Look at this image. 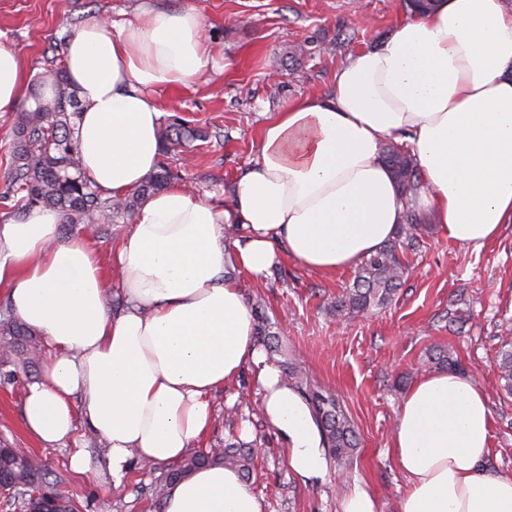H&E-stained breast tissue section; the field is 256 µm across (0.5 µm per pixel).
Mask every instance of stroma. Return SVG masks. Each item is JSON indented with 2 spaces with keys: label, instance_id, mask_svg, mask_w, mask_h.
<instances>
[{
  "label": "stroma",
  "instance_id": "1",
  "mask_svg": "<svg viewBox=\"0 0 512 512\" xmlns=\"http://www.w3.org/2000/svg\"><path fill=\"white\" fill-rule=\"evenodd\" d=\"M188 6L201 15L221 71L159 94L163 116L179 117L206 135L165 161L175 182L221 207L232 199L234 180L254 168L265 124L299 98L331 95L337 70L386 39L408 12L406 0H0V42L20 51L33 77L63 59L69 36L90 18L121 22L142 7ZM298 44L306 49L299 58L292 54ZM424 222V244L408 256L405 285L390 306L365 316L339 320L329 311L352 283L351 269L324 275L284 255L262 279L237 274L246 302L264 300L279 324L285 358L339 397L361 441L348 469L334 466L324 483L302 484L262 414L250 374L226 383L212 396L213 420L196 446L230 438L255 444L249 485L265 512H339L341 496L356 484L374 494L379 512H400L407 484L391 442L404 393L394 383L401 376L416 382L419 364L435 346L452 347L463 376L488 395V467L512 473V394L503 390L495 365L503 338L512 337V224L473 249L443 238L432 217ZM24 390L21 383L0 386V438L45 460L80 512H157L144 490L159 482L165 465H134L123 484L113 486L106 449L93 447L91 430L81 425L75 437L90 467L74 471L69 458L75 446L47 448L26 431Z\"/></svg>",
  "mask_w": 512,
  "mask_h": 512
}]
</instances>
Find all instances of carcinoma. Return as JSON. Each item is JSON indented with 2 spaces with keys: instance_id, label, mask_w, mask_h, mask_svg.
<instances>
[{
  "instance_id": "1",
  "label": "carcinoma",
  "mask_w": 512,
  "mask_h": 512,
  "mask_svg": "<svg viewBox=\"0 0 512 512\" xmlns=\"http://www.w3.org/2000/svg\"><path fill=\"white\" fill-rule=\"evenodd\" d=\"M33 103L15 113L12 126L13 149L10 180L3 202L17 209L49 207L57 210L65 224H112L132 220L144 198L161 191L173 178L167 165L160 164L140 187L119 197L101 193L84 178L75 129L79 107L67 94L66 71L57 66L39 77ZM160 150L167 155L202 134L185 124L165 121L159 126ZM382 158L405 198L422 189L417 164L403 147L391 141L384 145ZM425 225L412 208L404 213L395 237L374 254L364 258L352 284L331 302L329 309L338 318H350L382 309L391 304L405 283L409 267L404 261L409 252L421 247ZM255 337L271 356L282 353L275 324L270 322L264 305H252ZM40 342L35 334L6 309L0 310V379L5 384L18 382V374L37 370ZM426 365L460 369L452 354L442 348L432 350ZM284 381L301 393L320 425L329 455L336 465H348L357 452L359 440L354 423L339 398L313 382L292 361L282 362ZM497 368L504 389L512 393V340L501 344ZM257 455L245 443L226 444L222 448L193 451L171 465L165 476L147 490L151 499L163 501L168 485L189 472L214 463L236 468L250 475ZM0 477L8 482L10 492L0 507L6 512H79V506L61 488V481L49 478L46 465L38 458L21 455L10 444L0 441Z\"/></svg>"
}]
</instances>
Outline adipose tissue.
<instances>
[{"mask_svg": "<svg viewBox=\"0 0 512 512\" xmlns=\"http://www.w3.org/2000/svg\"><path fill=\"white\" fill-rule=\"evenodd\" d=\"M82 169L121 196L160 157L157 92L212 67L191 7L152 8L120 25L92 18L67 40ZM28 85L21 53L0 43V114ZM416 161V202L439 233L479 248L512 223V9L504 0H438L401 21L378 47L336 73L334 92L291 103L264 128L255 167L226 208L174 184L148 196L112 250L123 305H106L98 254L64 240L58 211L37 207L0 223V291L49 350L23 400L27 432L46 445L85 423L108 446L113 484L133 461L178 462L212 419V394L246 369L262 412L306 484L325 482L330 457L302 396L255 344L235 266L259 277L278 247L307 269L355 267L394 236L405 205L381 159L386 140ZM239 230L226 246L225 227ZM493 417L485 392L439 372L399 405L392 441L408 479L401 512H512V474L489 472ZM162 512H264L237 470L201 468L168 487Z\"/></svg>", "mask_w": 512, "mask_h": 512, "instance_id": "adipose-tissue-1", "label": "adipose tissue"}]
</instances>
